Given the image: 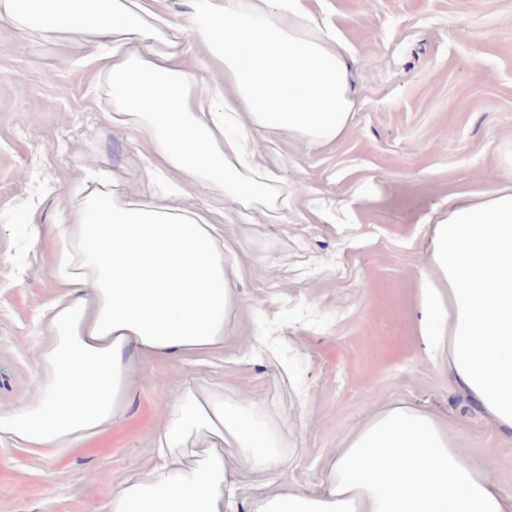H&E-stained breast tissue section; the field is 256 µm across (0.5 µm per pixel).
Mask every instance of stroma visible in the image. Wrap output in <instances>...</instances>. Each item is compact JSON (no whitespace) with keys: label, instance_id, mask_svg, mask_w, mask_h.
Masks as SVG:
<instances>
[{"label":"stroma","instance_id":"1","mask_svg":"<svg viewBox=\"0 0 512 512\" xmlns=\"http://www.w3.org/2000/svg\"><path fill=\"white\" fill-rule=\"evenodd\" d=\"M351 46L353 122L340 139L259 143L288 201L271 217L194 190L224 229L239 295L222 349L133 358L134 386L105 432L45 456L0 445V512H108L147 465L183 381L251 397L275 418L288 463L274 479L313 488L331 449L377 408L448 421L466 459L512 495V441L454 387L422 336L419 271L428 219L512 182V0H304ZM140 141L112 122L101 77L76 42L0 23V408L35 394L38 313L54 299L58 227L84 193L153 201L181 180L141 178Z\"/></svg>","mask_w":512,"mask_h":512}]
</instances>
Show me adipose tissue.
<instances>
[{"instance_id": "1", "label": "adipose tissue", "mask_w": 512, "mask_h": 512, "mask_svg": "<svg viewBox=\"0 0 512 512\" xmlns=\"http://www.w3.org/2000/svg\"><path fill=\"white\" fill-rule=\"evenodd\" d=\"M0 0V23L77 40L112 92L115 117L145 133L146 177L170 173L262 210L278 188L258 136L325 145L348 130L358 61L302 0ZM191 202L97 192L60 235L58 295L33 398L0 409V442L51 452L110 428L134 383L129 352L221 348L238 296L219 240ZM423 333L447 350L456 386L512 439V185L449 203L420 269ZM287 462L276 426L247 397L182 387L150 466L122 480L109 512H512L485 466L447 426L385 407L329 455L316 489L272 481Z\"/></svg>"}]
</instances>
